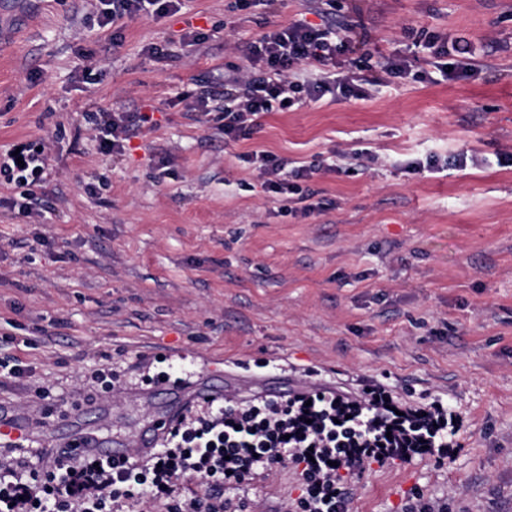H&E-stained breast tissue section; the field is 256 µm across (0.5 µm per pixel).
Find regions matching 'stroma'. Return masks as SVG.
<instances>
[{
    "mask_svg": "<svg viewBox=\"0 0 512 512\" xmlns=\"http://www.w3.org/2000/svg\"><path fill=\"white\" fill-rule=\"evenodd\" d=\"M315 5L184 0L84 44L96 0L0 11V147L43 138L52 157L46 221L2 206L13 190L0 185V362L31 368L0 377V410L42 418L38 441L56 446L93 401L113 411L90 419L100 438H134L189 374L240 398L381 384L403 403L447 402L462 449L370 465L351 512H405L417 495L448 512H512V0H361L383 51L409 46L412 29L483 42L476 79L268 112L231 142L176 102ZM191 27L204 43L183 42ZM149 43L168 58L144 55ZM101 108L152 125L105 156L84 120ZM259 150L320 162L307 186L323 212L269 198L243 160ZM361 151L378 163L356 166ZM234 494L280 512L299 474L280 467Z\"/></svg>",
    "mask_w": 512,
    "mask_h": 512,
    "instance_id": "1",
    "label": "stroma"
}]
</instances>
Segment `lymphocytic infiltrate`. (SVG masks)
I'll list each match as a JSON object with an SVG mask.
<instances>
[{"label":"lymphocytic infiltrate","mask_w":512,"mask_h":512,"mask_svg":"<svg viewBox=\"0 0 512 512\" xmlns=\"http://www.w3.org/2000/svg\"><path fill=\"white\" fill-rule=\"evenodd\" d=\"M181 0H97V27L112 28L143 11L163 17L179 11ZM361 21L314 24L298 18L272 26L247 43L244 65L230 69L222 89L197 96L194 110L209 116L223 100L219 118L226 140L249 136L257 115L283 106L335 100H364L373 86L420 81L417 58L399 52L375 53ZM448 81L477 76L479 45L466 37L426 35L421 45ZM89 120L103 154L119 156L135 130L149 117L143 112L91 113ZM257 166L261 187L278 199L300 195L301 213L311 216L321 204L311 202L301 182L316 173L313 165L288 167L264 151L248 154ZM50 162L45 140L20 143L0 152V176L16 188L6 206L27 218L40 217L37 190ZM384 388L363 389L359 399L315 389L285 399L244 401L230 395L189 409L159 441L158 451L131 449L121 463L70 455L60 449H30L22 442L0 441V512H121L133 502L137 512H246L245 501L226 497L256 467H299L302 493L294 512H349L346 476L361 474L378 459L404 463L453 452L458 421L436 400L394 412ZM199 481V489L188 486Z\"/></svg>","instance_id":"f902f5d3"}]
</instances>
